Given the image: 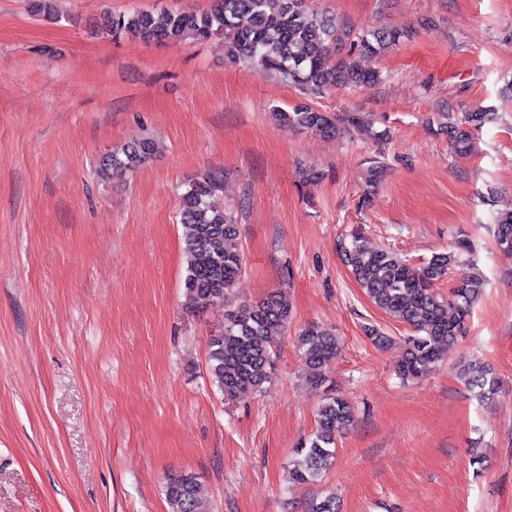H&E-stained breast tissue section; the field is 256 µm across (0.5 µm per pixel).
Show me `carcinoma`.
<instances>
[{"instance_id":"1","label":"carcinoma","mask_w":512,"mask_h":512,"mask_svg":"<svg viewBox=\"0 0 512 512\" xmlns=\"http://www.w3.org/2000/svg\"><path fill=\"white\" fill-rule=\"evenodd\" d=\"M27 8L47 19L57 16L55 0H27ZM98 32L106 37L132 34L147 43L172 44L220 36L231 64L248 65L262 75L278 77L313 93L336 86L379 83L381 72L362 67L356 57H379L409 36L406 28H392L365 31L352 40L350 28L315 11L308 0H213L203 13L176 10L156 14L141 9L105 13ZM344 46L348 51L342 57ZM273 116L281 124L323 134L336 129L330 113L305 103L290 112L277 109ZM496 119L497 113L489 109L458 115L450 112L440 130L448 134V145L455 154L466 155L471 150L473 131ZM154 150L150 139L129 144L106 159L102 175L132 171ZM222 188L223 172L211 171L190 183L179 197V224L187 257L185 299L186 307L192 310L227 298L243 271V258L230 247L237 235L236 219L211 202ZM495 240L501 249L512 252V202L497 212ZM468 251L469 242L461 236L452 250L411 265L388 250L364 247L356 235L343 247L345 262L368 298L412 330L396 364L401 380H418L433 371L463 333L483 294L484 280L464 275L448 298L436 292V283ZM289 317L288 305L280 295L225 313L224 328L211 338L208 351L210 373L225 398L234 399L245 390L260 391L273 379L274 333L287 327ZM298 347L309 381L323 383L339 350L335 334L311 324L299 333ZM459 377L482 403L494 399L500 390L496 373L477 360L464 366ZM352 418L351 406L340 397H331L320 407L314 432L295 449L294 482L309 484L323 477L336 453L337 436ZM165 492L171 512H208L199 477L191 472L170 474ZM307 512H338L336 496L327 494L312 500Z\"/></svg>"}]
</instances>
